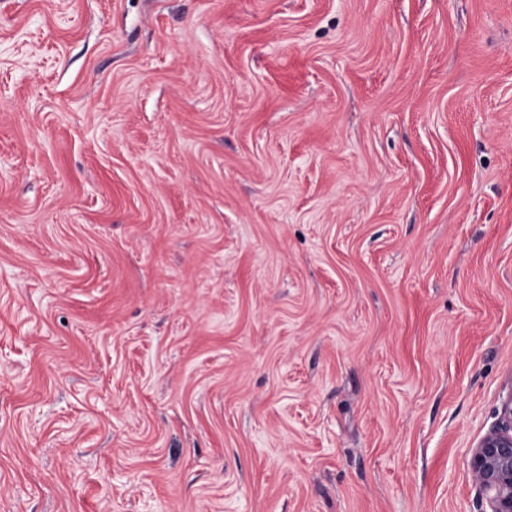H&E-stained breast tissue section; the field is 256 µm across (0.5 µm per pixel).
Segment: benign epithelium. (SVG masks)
I'll use <instances>...</instances> for the list:
<instances>
[{
	"mask_svg": "<svg viewBox=\"0 0 512 512\" xmlns=\"http://www.w3.org/2000/svg\"><path fill=\"white\" fill-rule=\"evenodd\" d=\"M470 470L490 512H512V392L498 420L472 449Z\"/></svg>",
	"mask_w": 512,
	"mask_h": 512,
	"instance_id": "7a95c632",
	"label": "benign epithelium"
}]
</instances>
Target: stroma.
Masks as SVG:
<instances>
[{"mask_svg":"<svg viewBox=\"0 0 512 512\" xmlns=\"http://www.w3.org/2000/svg\"><path fill=\"white\" fill-rule=\"evenodd\" d=\"M512 0H0V512H487Z\"/></svg>","mask_w":512,"mask_h":512,"instance_id":"35a3bbf8","label":"stroma"}]
</instances>
